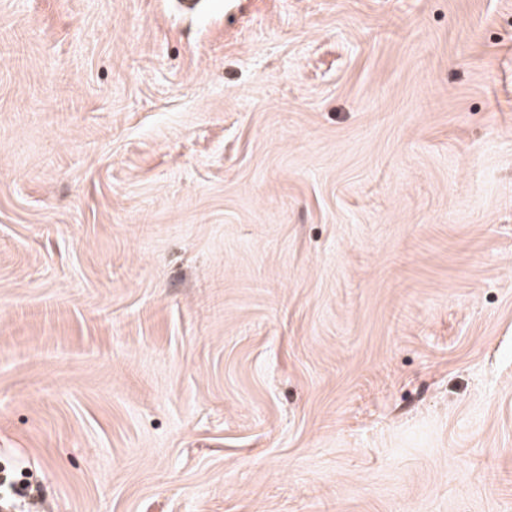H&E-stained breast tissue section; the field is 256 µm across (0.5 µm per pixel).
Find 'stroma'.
Listing matches in <instances>:
<instances>
[{"label":"stroma","instance_id":"35a3bbf8","mask_svg":"<svg viewBox=\"0 0 512 512\" xmlns=\"http://www.w3.org/2000/svg\"><path fill=\"white\" fill-rule=\"evenodd\" d=\"M0 0V464L50 512H512V0Z\"/></svg>","mask_w":512,"mask_h":512}]
</instances>
